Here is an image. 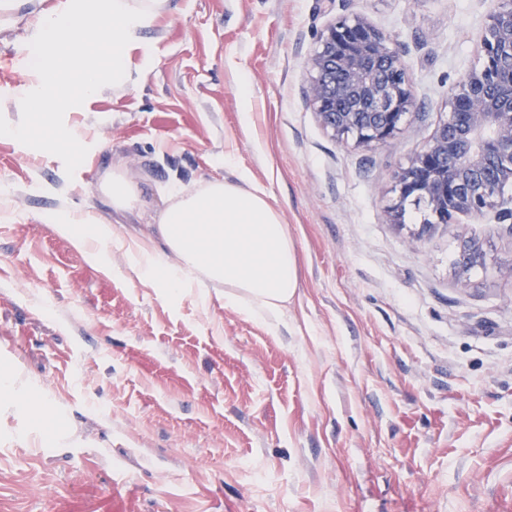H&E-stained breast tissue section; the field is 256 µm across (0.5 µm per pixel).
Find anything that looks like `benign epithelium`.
<instances>
[{"label":"benign epithelium","instance_id":"obj_1","mask_svg":"<svg viewBox=\"0 0 512 512\" xmlns=\"http://www.w3.org/2000/svg\"><path fill=\"white\" fill-rule=\"evenodd\" d=\"M307 102L333 136L362 147L384 145L412 114V77L391 36L358 14H341L317 37ZM482 64L461 75L449 111L398 172L397 223L409 200L437 223L462 214L474 224L512 222V0H490Z\"/></svg>","mask_w":512,"mask_h":512}]
</instances>
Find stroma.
<instances>
[{"label": "stroma", "mask_w": 512, "mask_h": 512, "mask_svg": "<svg viewBox=\"0 0 512 512\" xmlns=\"http://www.w3.org/2000/svg\"><path fill=\"white\" fill-rule=\"evenodd\" d=\"M0 8V114L16 122L41 10ZM488 0H165L123 92L66 113L62 160L0 136V365L57 403L67 450L0 438V512H512V230L383 213L395 177L481 62ZM357 13L391 35L415 113L387 144L335 139L307 104L318 32ZM249 96L241 98L240 83ZM250 171L293 238L287 326L95 265L54 229L121 166L148 190ZM476 240L483 259L458 262ZM119 487H112V480Z\"/></svg>", "instance_id": "obj_1"}]
</instances>
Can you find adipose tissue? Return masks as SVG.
Instances as JSON below:
<instances>
[{
  "mask_svg": "<svg viewBox=\"0 0 512 512\" xmlns=\"http://www.w3.org/2000/svg\"><path fill=\"white\" fill-rule=\"evenodd\" d=\"M231 176L210 179L191 191L162 196L147 230L119 234L101 217L54 218L56 232L68 238L94 264H105L111 249L130 247L131 269L139 280L169 292L196 289L208 298L224 288V302L248 317L283 325L299 288L294 242L267 192L247 170L225 157ZM98 190L116 213L145 210V190L120 167L105 171ZM35 383L10 371L0 373V413L42 424L58 421V405L37 398Z\"/></svg>",
  "mask_w": 512,
  "mask_h": 512,
  "instance_id": "adipose-tissue-1",
  "label": "adipose tissue"
}]
</instances>
